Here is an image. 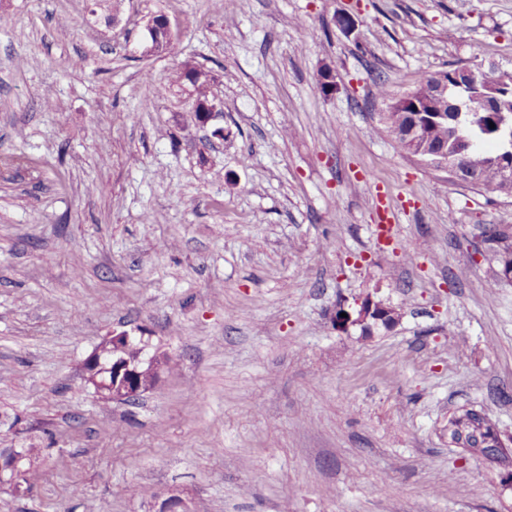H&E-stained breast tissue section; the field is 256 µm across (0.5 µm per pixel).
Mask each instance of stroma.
Wrapping results in <instances>:
<instances>
[{
  "mask_svg": "<svg viewBox=\"0 0 512 512\" xmlns=\"http://www.w3.org/2000/svg\"><path fill=\"white\" fill-rule=\"evenodd\" d=\"M1 12L0 155L28 163L0 169V447L49 455L0 512H155L171 492L190 512H512L503 470L448 440L474 409L512 448V283L484 240L512 231V196L372 133L378 78L399 93L451 64L512 72V0ZM159 14L173 39L151 53ZM186 63L211 77L216 124L167 81ZM368 295L396 323L338 331L337 306ZM123 330L175 369L106 403L82 365ZM376 209L378 220L374 226V235L377 240L390 238L394 233V215L383 196H378Z\"/></svg>",
  "mask_w": 512,
  "mask_h": 512,
  "instance_id": "obj_1",
  "label": "stroma"
}]
</instances>
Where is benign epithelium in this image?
<instances>
[{
    "mask_svg": "<svg viewBox=\"0 0 512 512\" xmlns=\"http://www.w3.org/2000/svg\"><path fill=\"white\" fill-rule=\"evenodd\" d=\"M145 36L152 44V49H163L171 43L172 33L169 22L164 17H151L144 26ZM484 79H478L476 70L468 66H453L448 69V77L433 84L425 94L404 99L412 102L422 112L434 113V118L442 119L448 111V92L467 82L481 91L485 109L489 112H500L501 93L504 89L512 95V74L499 71L494 61L487 64ZM410 151L432 166L448 173V178L456 182L467 180L466 169L460 166L443 150L431 149L420 138L416 129L406 134ZM388 307L366 297L356 303V308H345L341 304L336 309V328L347 332L358 326L365 328L368 320L385 319ZM112 356L107 358L98 351L92 352L84 361L83 376L91 384L95 392L104 396H112L117 402H133L143 394L164 381L166 373L165 355L159 350H150L149 341L143 336H133L127 331L115 333L110 337ZM138 344L140 357L132 361L126 355L133 344ZM29 458L23 448H0V488L11 491L15 495H24L27 489L18 483V477L26 470ZM157 512H189L184 500L177 494H171L160 502Z\"/></svg>",
    "mask_w": 512,
    "mask_h": 512,
    "instance_id": "obj_1",
    "label": "benign epithelium"
}]
</instances>
